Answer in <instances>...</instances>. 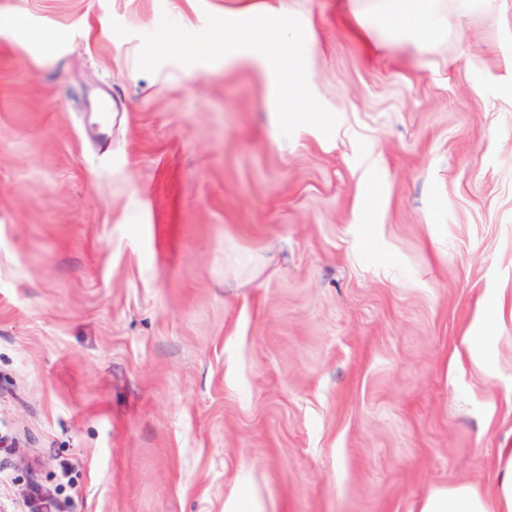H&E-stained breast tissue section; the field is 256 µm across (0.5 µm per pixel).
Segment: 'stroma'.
<instances>
[{"instance_id":"obj_1","label":"stroma","mask_w":512,"mask_h":512,"mask_svg":"<svg viewBox=\"0 0 512 512\" xmlns=\"http://www.w3.org/2000/svg\"><path fill=\"white\" fill-rule=\"evenodd\" d=\"M312 20L324 131L247 64L146 67L236 0H0V453L68 512H411L512 447V0L420 59ZM116 118L99 129L100 96ZM499 300L492 365L472 360ZM500 317V309L495 302L483 303L476 316V330L468 336L465 343L472 357L478 362L487 360V344L494 337L493 333Z\"/></svg>"}]
</instances>
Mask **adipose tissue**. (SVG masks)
<instances>
[{
	"label": "adipose tissue",
	"mask_w": 512,
	"mask_h": 512,
	"mask_svg": "<svg viewBox=\"0 0 512 512\" xmlns=\"http://www.w3.org/2000/svg\"><path fill=\"white\" fill-rule=\"evenodd\" d=\"M457 9L444 8L442 0H371L368 13L353 11L355 31L362 40L386 30L414 50L427 49L426 34H445L457 27L472 0H456ZM313 38L297 36V25L282 0H244L235 17L212 27L207 38L185 45L179 32L167 33L163 54L190 61L233 64L247 61L268 79L274 102V121L280 136L291 132H318L315 108L300 109L307 91ZM496 481L482 489L470 483L433 489L414 512H512V448L498 449Z\"/></svg>",
	"instance_id": "obj_1"
}]
</instances>
